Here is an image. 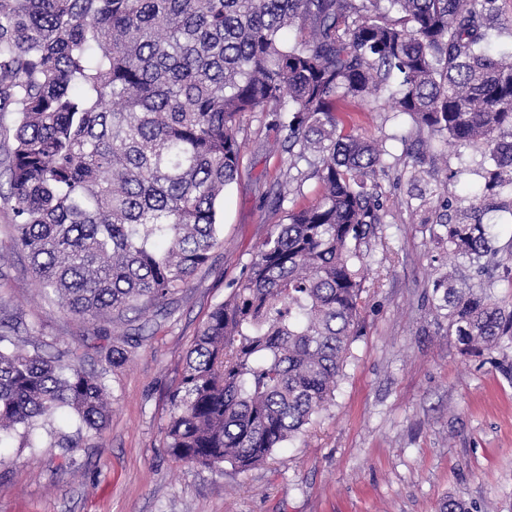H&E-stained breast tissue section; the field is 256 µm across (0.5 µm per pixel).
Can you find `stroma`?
I'll list each match as a JSON object with an SVG mask.
<instances>
[{
  "label": "stroma",
  "mask_w": 512,
  "mask_h": 512,
  "mask_svg": "<svg viewBox=\"0 0 512 512\" xmlns=\"http://www.w3.org/2000/svg\"><path fill=\"white\" fill-rule=\"evenodd\" d=\"M382 145V222L366 261L362 324L332 402L300 439L249 471L203 466L163 446L168 391L210 311L228 295L289 209L319 195L316 180L275 199L288 151L264 113L241 119L240 175L224 193L221 244L130 361L99 357L110 417L100 436L59 448L0 450V512H438L449 497L477 512H512V348L465 355L436 312L437 280L512 299V196L484 192L483 151L451 143L418 152L417 131L387 96L355 116ZM472 212L490 225L486 267L449 251L441 216ZM14 214L0 201V309L19 333L53 349L86 339L100 322L68 315L41 289L12 242Z\"/></svg>",
  "instance_id": "obj_1"
}]
</instances>
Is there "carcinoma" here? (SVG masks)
I'll return each instance as SVG.
<instances>
[{
  "label": "carcinoma",
  "mask_w": 512,
  "mask_h": 512,
  "mask_svg": "<svg viewBox=\"0 0 512 512\" xmlns=\"http://www.w3.org/2000/svg\"><path fill=\"white\" fill-rule=\"evenodd\" d=\"M497 0H0V125L14 247L68 313L112 321L104 360L144 341L125 312H159L220 242L240 174V118L266 113L288 169L320 185L288 211L194 338L169 395L166 448L246 471L304 435L357 336L364 257L381 223V150L346 107L388 93L429 139L482 146L512 192V52H492ZM440 240L478 262L484 224ZM438 310L469 355L512 345V303L446 287ZM0 318V441L66 412L100 433L106 387L85 343L46 354Z\"/></svg>",
  "instance_id": "cac0c4a2"
}]
</instances>
